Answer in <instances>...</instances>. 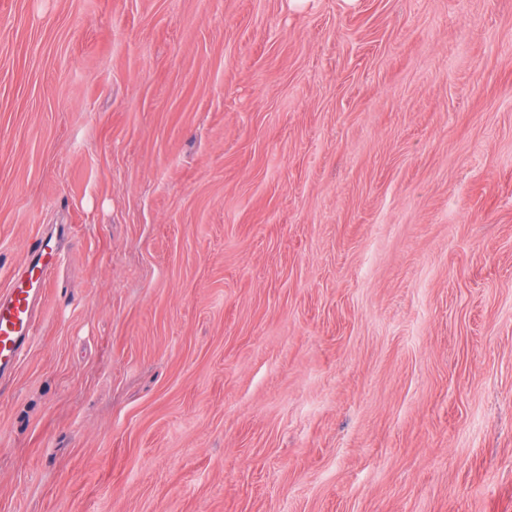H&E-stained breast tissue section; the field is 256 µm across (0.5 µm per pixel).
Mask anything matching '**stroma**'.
Returning <instances> with one entry per match:
<instances>
[{
    "instance_id": "1",
    "label": "stroma",
    "mask_w": 512,
    "mask_h": 512,
    "mask_svg": "<svg viewBox=\"0 0 512 512\" xmlns=\"http://www.w3.org/2000/svg\"><path fill=\"white\" fill-rule=\"evenodd\" d=\"M0 512H512V0H0ZM60 261L48 243L37 237L28 247L24 274L9 276V288L0 294V378L21 363L35 342L38 295Z\"/></svg>"
}]
</instances>
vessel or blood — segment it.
<instances>
[{
  "label": "vessel or blood",
  "instance_id": "vessel-or-blood-1",
  "mask_svg": "<svg viewBox=\"0 0 512 512\" xmlns=\"http://www.w3.org/2000/svg\"><path fill=\"white\" fill-rule=\"evenodd\" d=\"M59 262L42 238H35L24 273H12L7 288L0 290V378L21 363L35 342L38 295Z\"/></svg>",
  "mask_w": 512,
  "mask_h": 512
}]
</instances>
